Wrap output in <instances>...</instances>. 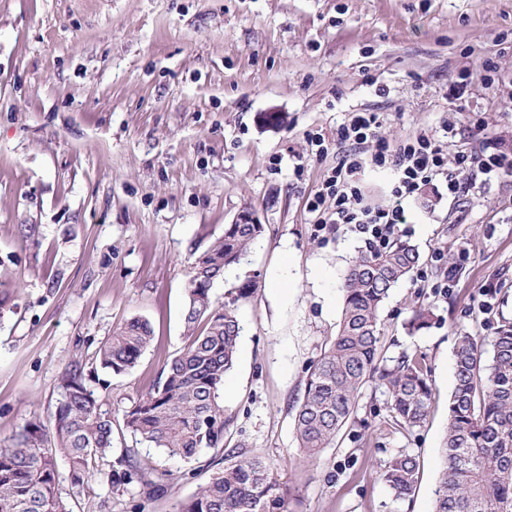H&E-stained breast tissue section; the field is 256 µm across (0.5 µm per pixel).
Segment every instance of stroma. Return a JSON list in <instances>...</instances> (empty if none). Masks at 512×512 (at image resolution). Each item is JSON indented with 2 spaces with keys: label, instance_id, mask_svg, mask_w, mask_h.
I'll return each mask as SVG.
<instances>
[{
  "label": "stroma",
  "instance_id": "35a3bbf8",
  "mask_svg": "<svg viewBox=\"0 0 512 512\" xmlns=\"http://www.w3.org/2000/svg\"><path fill=\"white\" fill-rule=\"evenodd\" d=\"M494 84L478 79L485 58ZM473 72L459 87L460 72ZM379 113L393 142L452 125L449 152L492 139L512 153V0H0V445L49 425L72 362L113 420L108 471L83 487L61 477L73 512H174L224 450L261 455L292 512H432L442 466L453 352L460 331L489 345L512 317V175L445 185L406 200L404 237L422 262L382 311L380 364L421 356L431 375L423 427L397 426L388 395L367 382L332 447L308 460L294 416L310 366L335 336L340 286L364 237L317 231L309 196L335 154L315 159L307 135L335 139L354 112ZM286 115L270 126L266 114ZM244 210L264 230L211 290L242 326L224 383L223 448L197 460L141 443L122 412L186 344V269ZM461 269L443 286L446 263ZM251 287L248 298L239 288ZM432 308L428 329L406 323ZM140 316L152 345L128 374L99 369L101 342ZM415 455V493L394 501L378 473Z\"/></svg>",
  "mask_w": 512,
  "mask_h": 512
}]
</instances>
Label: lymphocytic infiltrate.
<instances>
[{
    "label": "lymphocytic infiltrate",
    "instance_id": "obj_1",
    "mask_svg": "<svg viewBox=\"0 0 512 512\" xmlns=\"http://www.w3.org/2000/svg\"><path fill=\"white\" fill-rule=\"evenodd\" d=\"M380 116L375 112H357L336 131L335 142L329 143L318 134H310L309 143L316 156L335 152L336 165L324 177L315 193L309 197L307 209L313 224L325 229L330 224H351L365 234L372 249L387 248L401 224L408 218L406 199L414 197L422 187L439 181L446 185L449 197L464 190L461 175L475 168L485 180L497 177L504 166L502 156L487 155L475 159L464 152L449 153L447 141L424 132L391 143L378 137ZM374 144V153H367V144ZM386 168L394 174L392 195L387 206L368 203L362 189L366 165ZM333 200V210H326V200Z\"/></svg>",
    "mask_w": 512,
    "mask_h": 512
}]
</instances>
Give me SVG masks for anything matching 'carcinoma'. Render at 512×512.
Returning <instances> with one entry per match:
<instances>
[{"label": "carcinoma", "instance_id": "1", "mask_svg": "<svg viewBox=\"0 0 512 512\" xmlns=\"http://www.w3.org/2000/svg\"><path fill=\"white\" fill-rule=\"evenodd\" d=\"M262 232L261 224H226L224 236L188 264L187 343L164 364L150 391L123 413L126 430L172 458L190 462L205 449L224 447V378L233 368L241 327L235 309L216 305L211 289ZM419 263L417 247L399 239L384 252H359L348 266L336 336L310 367L294 417L295 437L308 459L335 441L370 378L388 393L397 425L413 429L427 421L432 388L422 360L403 355L391 366L377 363L381 307ZM433 319V310L420 307L407 328L426 329ZM153 339L147 320L128 319L100 347V367L114 376L129 373ZM454 377L433 512H512V318L499 316L489 357L477 337L459 333ZM112 425V416L100 410L95 392L83 382L81 366L72 365L51 429L30 423L0 448V512H73L59 488V465L72 486H84L112 452ZM137 476L126 458L117 459L112 482ZM419 478L418 459L409 453L393 457L380 473L397 500L411 496ZM174 512H290V501L260 455L239 452L229 454Z\"/></svg>", "mask_w": 512, "mask_h": 512}]
</instances>
